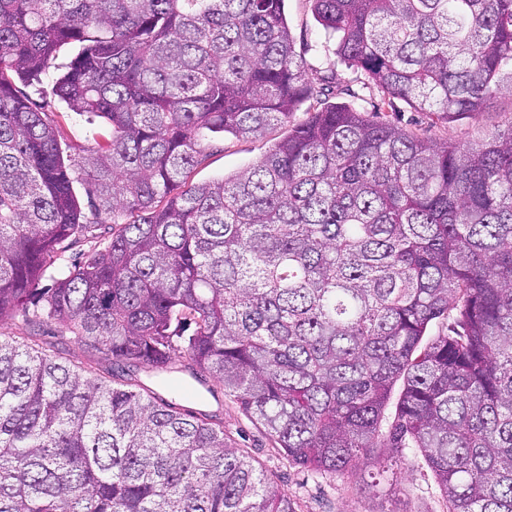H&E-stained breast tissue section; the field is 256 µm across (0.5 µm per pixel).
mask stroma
<instances>
[{"mask_svg":"<svg viewBox=\"0 0 512 512\" xmlns=\"http://www.w3.org/2000/svg\"><path fill=\"white\" fill-rule=\"evenodd\" d=\"M285 11L295 53L303 60L310 77L335 82L345 87L346 92L354 90L355 98H348L345 92L339 95V102L350 101L360 110L371 111L377 99L375 89L366 85L360 71L337 58L335 39L316 20L311 0H285ZM52 87V79H44L43 99L51 105L55 119L63 124L67 143L90 147L89 132L96 127V120L87 114L69 112L52 95ZM395 107L390 118L405 130L430 139L475 144L503 128L507 118L512 116V86L503 88L490 108L479 117L451 123L433 120L401 100L396 101ZM286 132V126L275 125L261 139L212 138L208 158L194 170L193 181L212 180L256 164L271 142ZM108 240L109 235L101 225L82 233L77 243L59 251L42 280L43 285H50L53 277L73 269L79 256L103 249ZM42 341L50 354L74 368L97 363L96 357L72 334L57 333L53 326H46ZM176 366V372L164 382L145 369L136 371L134 377L140 385L182 408L223 421L225 432L249 453L256 466L271 474L288 492L296 512H447L442 492L417 449L375 448L351 472L331 477L317 475L276 454L268 435L225 396L222 387L206 390L185 371L184 361H177Z\"/></svg>","mask_w":512,"mask_h":512,"instance_id":"35a3bbf8","label":"stroma"}]
</instances>
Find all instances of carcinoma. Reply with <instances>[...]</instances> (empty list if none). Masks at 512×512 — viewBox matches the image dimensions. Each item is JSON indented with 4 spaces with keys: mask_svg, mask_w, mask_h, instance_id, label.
<instances>
[{
    "mask_svg": "<svg viewBox=\"0 0 512 512\" xmlns=\"http://www.w3.org/2000/svg\"><path fill=\"white\" fill-rule=\"evenodd\" d=\"M313 10L376 113L471 118L512 80V0ZM75 43L55 94L101 119L90 222L61 127L22 91ZM328 91L284 0H0V317L39 308L114 371L186 354L318 475L415 448L448 512H512V119L433 141ZM288 123L257 164L190 182L206 136ZM93 223L109 244L39 287ZM0 512L296 509L223 422L0 337Z\"/></svg>",
    "mask_w": 512,
    "mask_h": 512,
    "instance_id": "cac0c4a2",
    "label": "carcinoma"
}]
</instances>
